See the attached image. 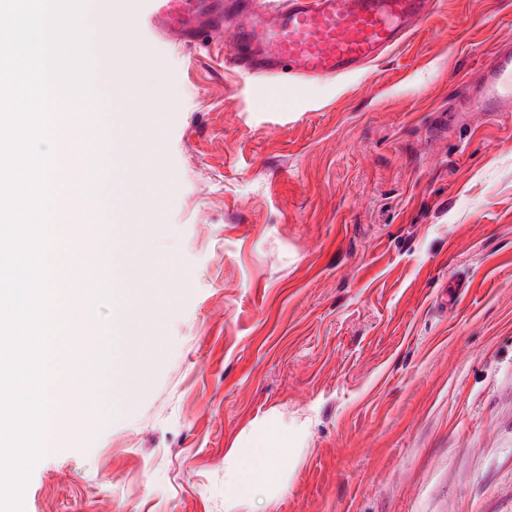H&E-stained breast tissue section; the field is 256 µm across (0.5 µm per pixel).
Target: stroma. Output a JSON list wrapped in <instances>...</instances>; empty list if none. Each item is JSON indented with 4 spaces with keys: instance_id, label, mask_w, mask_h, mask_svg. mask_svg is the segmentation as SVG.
<instances>
[{
    "instance_id": "stroma-1",
    "label": "stroma",
    "mask_w": 512,
    "mask_h": 512,
    "mask_svg": "<svg viewBox=\"0 0 512 512\" xmlns=\"http://www.w3.org/2000/svg\"><path fill=\"white\" fill-rule=\"evenodd\" d=\"M512 0H439L342 79L273 87L210 41L127 68L155 126L130 409L85 419L23 512H224L232 444L297 440L256 512H512V112H466ZM87 143L65 171L83 225ZM468 288L456 309L435 299Z\"/></svg>"
}]
</instances>
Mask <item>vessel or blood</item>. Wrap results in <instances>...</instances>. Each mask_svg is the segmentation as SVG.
Returning <instances> with one entry per match:
<instances>
[{
	"label": "vessel or blood",
	"mask_w": 512,
	"mask_h": 512,
	"mask_svg": "<svg viewBox=\"0 0 512 512\" xmlns=\"http://www.w3.org/2000/svg\"><path fill=\"white\" fill-rule=\"evenodd\" d=\"M438 0H283L273 12L257 0H93L98 40L148 67L152 57L140 37L192 44L232 28L225 60L245 75L281 84L285 79L316 81L351 75L401 45L435 9ZM483 112H512V45L496 48L467 100ZM109 237L95 271V286L111 288L114 278L138 280L141 266L128 264L137 237ZM101 388L116 407L133 404L127 381L114 379L108 345L98 349Z\"/></svg>",
	"instance_id": "1"
}]
</instances>
